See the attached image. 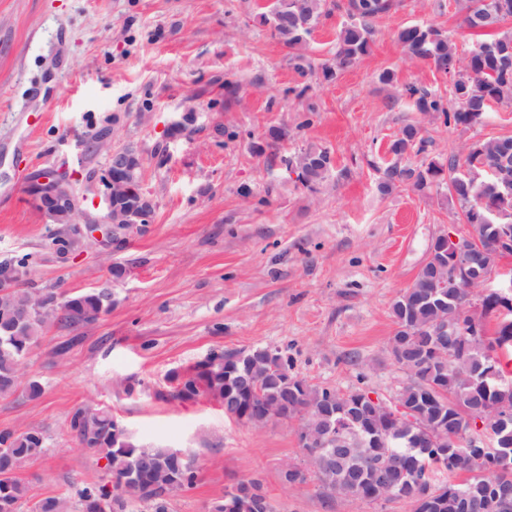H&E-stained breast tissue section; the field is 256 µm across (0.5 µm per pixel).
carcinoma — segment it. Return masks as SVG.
I'll return each instance as SVG.
<instances>
[{
  "mask_svg": "<svg viewBox=\"0 0 512 512\" xmlns=\"http://www.w3.org/2000/svg\"><path fill=\"white\" fill-rule=\"evenodd\" d=\"M391 8V0H348L351 22L337 36L333 63L322 66L324 79H333L369 52L372 22ZM327 15L326 0H272L258 18L293 50L290 61L304 74L312 65L300 50ZM509 19L512 0H466L462 26L494 29ZM397 40L409 59L428 62L452 77L447 98L425 88L406 87L405 93L417 111L445 126L469 127L482 122L490 104L512 105V33L485 40L483 50L464 56L448 33L433 24L403 28ZM431 143L417 125L403 126L389 144L394 163L382 187L398 185L423 192L434 185H446L448 202L459 208L457 214L469 226L468 236L481 242L477 266L490 270L505 256L497 248L494 226L512 225V137L477 141L464 157L452 156L445 165L434 159L418 165L402 164L412 156L426 154ZM332 164L330 151L313 144L288 159V169L309 190L328 177ZM486 169L489 173L480 179L471 176L473 170ZM448 250L444 235L436 236L413 283L391 306L396 328L388 346L395 347L397 362L415 361L411 381L397 392L403 405L420 410L413 428H399L386 442L374 444L372 438L391 431L392 422L384 406L359 405L352 389L344 392L311 384L293 372L286 353L265 347L213 351L208 360L220 364L211 369L202 361L172 371L168 376L175 384L172 397L181 401L205 397L226 405V416L238 419L245 415L249 422L260 426L278 419L281 405L287 402L293 405L288 416L298 418L308 434L322 441L308 449L319 459L336 452V447L327 442L329 411H334V419L355 453L330 460L315 474L321 493L328 497L377 501L371 473L382 463L391 469L393 482L409 485L406 492L393 490L392 500L413 503L416 496L426 494L438 502L436 512H459L457 498L473 494L479 500V512H500L494 486L512 480L493 472L492 451L485 454L479 469H471L467 456L462 454L469 428L459 406L477 407L490 398L512 412V387H501L480 371L489 362L494 337L504 335L505 328L500 322L489 326L488 319L498 314L499 304L489 296L482 299L479 330L471 329L465 316L469 292L450 287L455 275L447 266ZM58 298L53 291L26 287L14 290L0 303V397L19 391L30 399L42 395L39 381L22 379V368L49 325L88 323L112 309V293L105 289L69 297L62 313L55 305ZM34 305L43 311L39 325L31 328L13 323L19 309ZM445 314L463 320V334L448 343V358L433 360L432 336L437 334L439 319ZM69 427L85 447L106 461L112 482L110 491L100 482L80 490V500L91 512H129L135 502L147 512H169L170 497L196 483L194 469L174 459L168 449L142 446L116 434L114 417L106 409L79 407L72 413ZM45 448V436L38 429L0 430V472L6 465L21 471ZM225 494L233 495L231 512H261L259 499L237 494L233 488ZM25 504L30 512H70L65 497L47 496L31 504L28 487L16 476L0 480V512H21Z\"/></svg>",
  "mask_w": 512,
  "mask_h": 512,
  "instance_id": "obj_1",
  "label": "carcinoma"
}]
</instances>
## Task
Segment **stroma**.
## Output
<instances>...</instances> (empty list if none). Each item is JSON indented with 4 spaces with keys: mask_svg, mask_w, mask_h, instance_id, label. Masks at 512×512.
<instances>
[{
    "mask_svg": "<svg viewBox=\"0 0 512 512\" xmlns=\"http://www.w3.org/2000/svg\"><path fill=\"white\" fill-rule=\"evenodd\" d=\"M306 49L331 59L349 20L347 0ZM270 0H0V258L28 255L33 287L108 289L96 321L48 328L23 372L44 393L0 398V429L36 428L44 454L19 477L32 498H69L101 481L102 462L69 431L75 408H107L140 445L184 448L201 467L169 512H207L242 479L262 483L275 512H413L406 501L320 495L315 477L292 486L282 463L301 449L296 428H260L200 398L171 399L170 370L211 350H286L308 382L365 383L392 400L404 374L387 357L393 300L414 281L432 240L455 228L445 189H379L390 141L408 123L432 137L429 158L463 155L475 141L512 137V106L483 123L438 129L403 97L415 84L447 93L430 64L408 60L400 29L444 28L466 53L464 0H394L373 23L371 49L337 78H302L291 52L257 18ZM392 81H383L384 71ZM309 85L305 98L292 88ZM314 107L310 126L301 120ZM284 128L288 139L268 131ZM317 144L334 169L303 188L285 157ZM131 147L153 211L144 233L112 252L89 245L50 260L48 226L28 202L32 175L66 170L91 205L104 192L110 151ZM126 268L114 278L113 265Z\"/></svg>",
    "mask_w": 512,
    "mask_h": 512,
    "instance_id": "obj_1",
    "label": "stroma"
}]
</instances>
